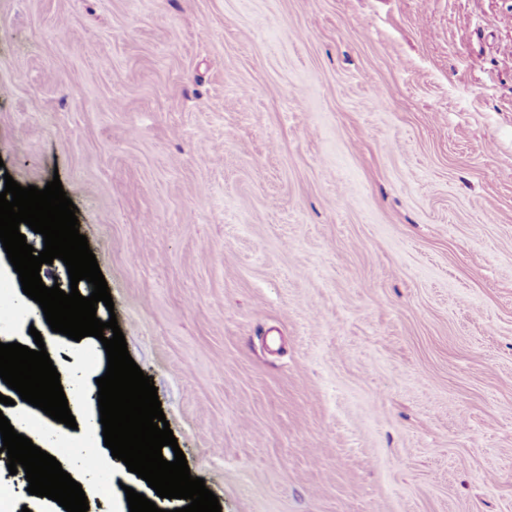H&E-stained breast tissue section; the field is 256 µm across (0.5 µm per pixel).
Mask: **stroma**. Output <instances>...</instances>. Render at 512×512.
<instances>
[{
  "instance_id": "stroma-1",
  "label": "stroma",
  "mask_w": 512,
  "mask_h": 512,
  "mask_svg": "<svg viewBox=\"0 0 512 512\" xmlns=\"http://www.w3.org/2000/svg\"><path fill=\"white\" fill-rule=\"evenodd\" d=\"M9 177L60 179L221 512H512V0H0ZM90 450L88 512L155 499Z\"/></svg>"
}]
</instances>
